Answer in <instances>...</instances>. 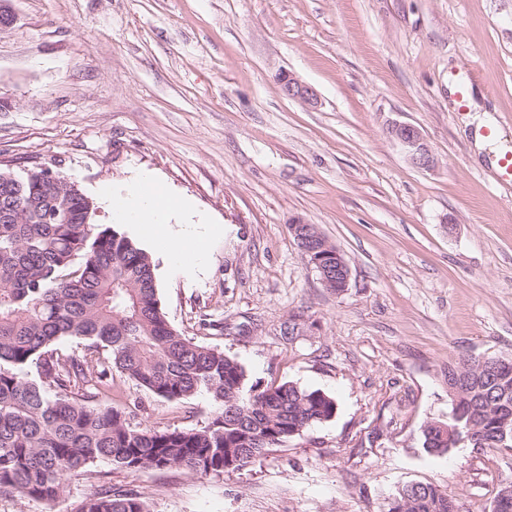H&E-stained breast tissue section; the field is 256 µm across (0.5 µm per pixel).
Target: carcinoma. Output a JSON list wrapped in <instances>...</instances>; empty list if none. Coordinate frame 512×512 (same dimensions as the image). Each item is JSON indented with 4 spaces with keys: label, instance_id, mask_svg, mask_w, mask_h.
Here are the masks:
<instances>
[{
    "label": "carcinoma",
    "instance_id": "obj_1",
    "mask_svg": "<svg viewBox=\"0 0 512 512\" xmlns=\"http://www.w3.org/2000/svg\"><path fill=\"white\" fill-rule=\"evenodd\" d=\"M30 169L0 192V493L44 503L67 477L108 459L128 470L177 467L199 476L224 473L230 453L241 468L334 416L336 400L293 383L262 388L244 366L171 327L151 256L110 226L93 223L82 190L40 180ZM73 339L80 347L64 351ZM493 375L476 358L448 365L462 384L448 390L446 420L422 429L423 448L512 449V358ZM36 377H29L30 369ZM136 386L181 401L205 391L218 404L205 427L137 428L111 406L91 401L112 387V371ZM405 512H459L439 486L395 491ZM77 512H150L132 491L102 489Z\"/></svg>",
    "mask_w": 512,
    "mask_h": 512
}]
</instances>
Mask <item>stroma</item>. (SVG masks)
Instances as JSON below:
<instances>
[{
    "label": "stroma",
    "mask_w": 512,
    "mask_h": 512,
    "mask_svg": "<svg viewBox=\"0 0 512 512\" xmlns=\"http://www.w3.org/2000/svg\"><path fill=\"white\" fill-rule=\"evenodd\" d=\"M0 169L46 167L112 225L104 192L147 172L210 226L202 267L152 256L169 323L292 382L334 417L221 475L98 460L53 505L0 495V512H75L101 487L151 512H383L433 483L461 512H491L512 451L422 447L446 418L448 365L512 356V182L463 132L448 85L464 63L512 147V0H0ZM288 71L310 107L283 96ZM409 123L436 162L417 168L388 131ZM318 227L346 259L324 288L290 232ZM131 425L206 426L209 394L170 402L112 375ZM279 75V87L284 96L292 100H298L311 107L318 104L317 93L311 86L299 81L290 73L281 72Z\"/></svg>",
    "instance_id": "stroma-1"
}]
</instances>
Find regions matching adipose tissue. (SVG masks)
I'll return each instance as SVG.
<instances>
[{
  "mask_svg": "<svg viewBox=\"0 0 512 512\" xmlns=\"http://www.w3.org/2000/svg\"><path fill=\"white\" fill-rule=\"evenodd\" d=\"M112 216L116 220L139 226L159 242L168 257L176 264L193 268L205 256L206 230L201 224L184 225L181 232H173L171 220L175 214H188L187 202L157 186L151 176H141L128 190L112 191L108 197Z\"/></svg>",
  "mask_w": 512,
  "mask_h": 512,
  "instance_id": "obj_1",
  "label": "adipose tissue"
}]
</instances>
